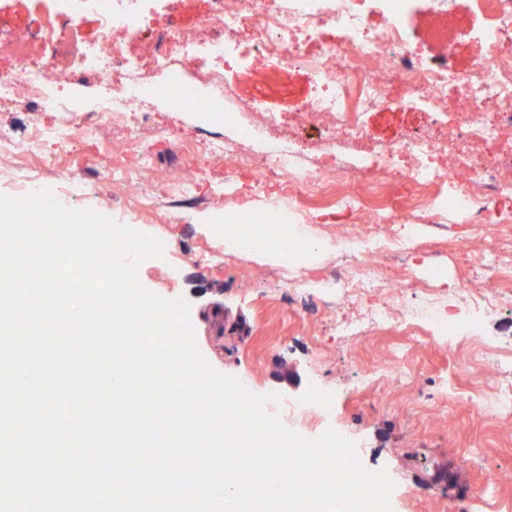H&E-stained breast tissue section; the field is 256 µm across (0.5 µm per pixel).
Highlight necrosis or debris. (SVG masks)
<instances>
[{"instance_id": "4bbe7bcc", "label": "necrosis or debris", "mask_w": 512, "mask_h": 512, "mask_svg": "<svg viewBox=\"0 0 512 512\" xmlns=\"http://www.w3.org/2000/svg\"><path fill=\"white\" fill-rule=\"evenodd\" d=\"M372 1L387 15L375 32L365 29ZM17 2L37 15L38 24L28 41L13 46L15 69L0 73V101L37 99L53 108L58 104L53 85L84 81L100 90L94 112L115 123L129 113L149 111L151 100L160 96L174 112L189 109L195 97L208 108L220 109L234 98L232 86L224 81L225 64L245 60L236 41L242 30L252 34L250 50L309 74L318 91L300 111L285 118L274 112H242L246 137L268 134L262 152L228 159L223 147L214 146L192 159L200 176L211 162L223 161L225 184L246 183L253 194L266 192L265 171L278 173L283 180L280 195L270 199L263 215L269 226L278 223L281 199L304 208L339 182L357 209L379 187L408 182L436 188L434 197L419 204L429 217L455 224H512V214L498 208L500 200L512 199V54H504L500 44L501 32L512 28V0H458L463 10L484 19L479 51L465 71L451 64L465 32L449 30L437 16L429 27L438 46L434 57L423 61L410 53L414 32L404 17L414 0H277L273 8L266 0H208L204 19L182 31L179 43L211 58V66L200 68L192 57L159 50L147 70L128 56L140 35L142 0H93L99 8L95 43L84 51L79 67L64 62L51 69L34 66L32 56L41 44L55 42L62 57H69L75 45L63 39L62 30L74 24V17L60 12L58 0ZM327 25L336 32L330 41L320 37ZM454 86L463 89L467 107L458 108L449 97ZM383 107L435 113L445 134L422 131L398 143L361 150L368 137L361 113ZM315 123L321 124L323 138L308 157L294 148L289 134ZM89 133V127L70 122L38 127L28 149L36 151L45 142L57 146V153L43 159L54 177L44 180L16 169L11 176L14 196L78 194L80 187L60 153L78 135ZM408 249L407 243L386 241L378 250L361 251L356 273L338 281L341 299L370 307L377 325L394 323L405 282L379 278L373 257L378 252L400 257Z\"/></svg>"}]
</instances>
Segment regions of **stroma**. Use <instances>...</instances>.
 Wrapping results in <instances>:
<instances>
[{"label": "stroma", "mask_w": 512, "mask_h": 512, "mask_svg": "<svg viewBox=\"0 0 512 512\" xmlns=\"http://www.w3.org/2000/svg\"><path fill=\"white\" fill-rule=\"evenodd\" d=\"M431 7L467 31L453 60L458 68L469 67L480 33L479 16L454 0H421L408 18L411 26L423 27ZM206 8V0H145L142 39L131 45V58L145 63V44L157 42L167 30L197 24ZM224 75L234 85L237 100L260 103L270 112L294 111L314 92L308 75L271 57L248 59L225 68ZM97 94L87 85L62 90L72 107L68 113L36 99L0 103V133L24 143L35 127L90 120ZM429 119L426 112L387 108L363 115L371 137L382 141L401 139ZM137 122L134 115L120 126L108 121L93 135L73 142L68 159L84 193L61 197L60 202L167 239L171 261L145 259L140 282L164 298L189 302L197 349L212 368L250 376V392H274L288 402L303 400L312 383L323 384L336 396L327 416H309L301 426L284 412L280 420L310 439L331 428L352 441L361 450L364 468L385 471L393 481L392 512H448L449 505L468 503L473 512H512V482L495 480L499 473L512 472V421L498 420L495 410L498 385L512 384V272L495 276L481 263L489 244L502 256L512 255V227L499 225L490 236L472 224H433L423 215L411 224H362L358 212L342 204L337 188L317 198L310 210H284L294 233L333 243L332 249L295 262V269L317 286L290 301L281 263L263 261L248 249L225 251L223 239L206 230L223 223L228 211L238 213L240 223H258L266 209L264 197L242 190L225 204L214 198V191L224 187L220 163L210 166L194 199H181L177 190L189 164L185 147L201 152L215 139L233 150L256 152L263 139H243L234 120H222L203 108L172 112L158 104L151 128L122 155L123 164L132 166L140 153H150L161 181L158 204L138 209L104 174L112 164L110 144L126 140ZM345 227L368 240L386 233L412 242L415 250L407 262L414 276L401 308L420 325V333L410 336L378 327L367 309L337 296V277L355 268L353 254L335 242ZM203 251L214 253L215 262H200ZM492 276L501 300L487 310L479 302ZM447 307L463 322L461 334L449 342L426 331ZM340 318L347 328H337ZM397 354L412 372V382L386 397L367 386L366 378Z\"/></svg>", "instance_id": "35a3bbf8"}]
</instances>
